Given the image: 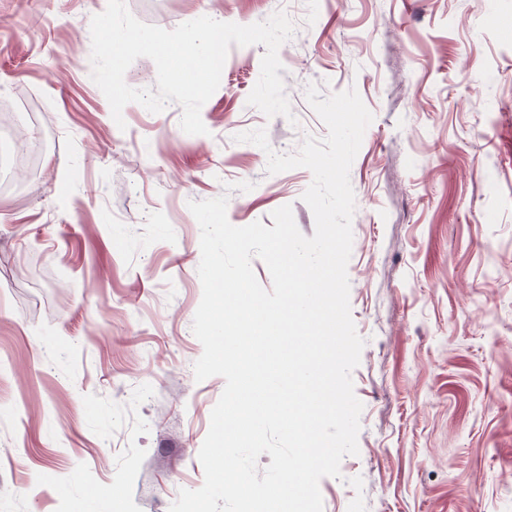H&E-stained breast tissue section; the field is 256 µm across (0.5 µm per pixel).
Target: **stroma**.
<instances>
[{
  "instance_id": "35a3bbf8",
  "label": "stroma",
  "mask_w": 512,
  "mask_h": 512,
  "mask_svg": "<svg viewBox=\"0 0 512 512\" xmlns=\"http://www.w3.org/2000/svg\"><path fill=\"white\" fill-rule=\"evenodd\" d=\"M107 3L0 0V113L37 155L0 191V512H169L202 486L225 380L194 377L188 203L227 196L238 227L288 204L313 235L311 172L268 174L235 140L324 138L312 83L374 116L350 169L359 453L321 480L324 512H512V0H287L292 118L248 105L266 48L234 45L204 135L175 103H128L117 126L91 78ZM156 5L166 30L269 17L264 0Z\"/></svg>"
}]
</instances>
